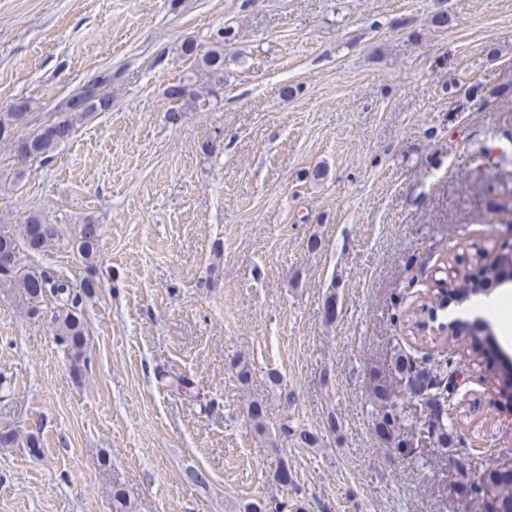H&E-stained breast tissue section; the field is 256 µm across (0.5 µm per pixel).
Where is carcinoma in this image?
<instances>
[{
	"label": "carcinoma",
	"instance_id": "carcinoma-1",
	"mask_svg": "<svg viewBox=\"0 0 512 512\" xmlns=\"http://www.w3.org/2000/svg\"><path fill=\"white\" fill-rule=\"evenodd\" d=\"M234 30L228 26L218 33V38L206 48L200 49L191 41L182 44V53L193 59L197 71L205 75L214 86L224 85V51L233 40ZM112 70L100 71L75 88L66 98L55 106L56 117L41 124L31 132L18 134L29 123L32 104L26 99L11 102L6 111L0 112V141L11 143L15 155L28 161L41 162L52 157V153L64 142L68 141L75 131L78 120L93 112H106L112 109ZM193 76H188L170 85L166 89L169 99L175 101H193L197 92L193 88ZM59 228L55 224H47L43 220L31 216L20 225L19 232L10 233L0 230V253L10 255V262L0 265V282L15 290V298L27 306L33 314L39 312L37 303L50 297L57 304L53 315L52 326L54 336L69 353L73 369L81 372V361L85 353L86 328L82 316L83 298L91 295L97 285L87 278L79 285H74L66 277L51 269L29 270L21 263V250L27 248L34 252L53 245L59 239ZM100 225L82 224L78 230L77 251L84 260L89 259L96 250L100 240ZM475 261L484 272V279L491 282L500 268L512 266V251L499 252L492 255L479 252ZM477 287L468 275L458 276L448 283L447 292L458 301H467ZM452 338L470 345L473 352H479L481 346L492 341V333L486 331L482 336L472 334L469 327L457 325L451 327ZM392 370L394 377L403 385L405 394L415 407L421 408L418 433L426 434L429 447L442 457L448 456V446L454 444L453 430L455 419L450 413L448 398L453 391L452 381L457 374L455 366L443 354L433 359L426 366L424 361L404 351L393 353ZM372 397L378 410L375 414L373 429L388 449L398 453L411 454L410 440L401 434L397 418L401 417L396 404V394L392 379L381 373L372 374ZM246 416L255 430L260 434L269 432L266 421V409L263 402L253 399L247 402ZM278 435L283 439L296 436L300 443L311 447L318 441V436L305 429L294 428L288 420H283L277 427ZM20 444L29 448L30 453L39 452L37 437L28 434L20 436L13 429H0V447H14ZM461 481L457 482L461 494L474 498L478 490L498 487L501 502L512 500V483L502 484L499 474L494 469H487L480 481H464L467 474L457 472ZM274 482L282 488L293 483L292 469L288 463H278ZM300 507L290 505L278 497L252 502L245 507V512H286ZM135 502L131 499L125 483L115 478L112 485V512H134Z\"/></svg>",
	"mask_w": 512,
	"mask_h": 512
}]
</instances>
